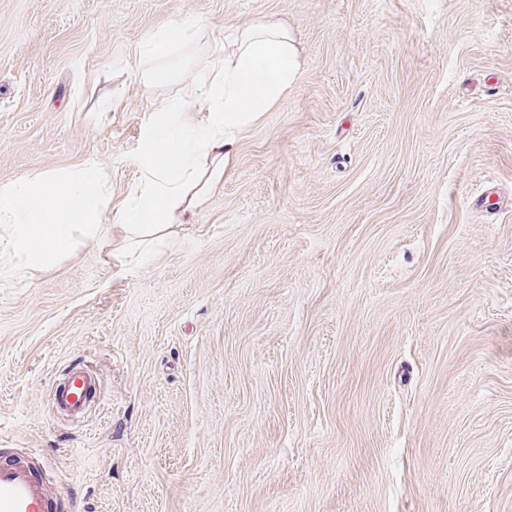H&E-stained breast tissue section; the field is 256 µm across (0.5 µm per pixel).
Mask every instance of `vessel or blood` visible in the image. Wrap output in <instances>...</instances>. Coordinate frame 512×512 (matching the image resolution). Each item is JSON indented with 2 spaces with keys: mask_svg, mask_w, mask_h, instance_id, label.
<instances>
[{
  "mask_svg": "<svg viewBox=\"0 0 512 512\" xmlns=\"http://www.w3.org/2000/svg\"><path fill=\"white\" fill-rule=\"evenodd\" d=\"M95 373L79 363L70 364L51 386L52 405L70 419L84 417L97 391ZM76 497L59 498L26 460L0 459V512H77Z\"/></svg>",
  "mask_w": 512,
  "mask_h": 512,
  "instance_id": "1",
  "label": "vessel or blood"
}]
</instances>
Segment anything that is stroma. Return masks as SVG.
I'll return each instance as SVG.
<instances>
[{"instance_id":"obj_1","label":"stroma","mask_w":512,"mask_h":512,"mask_svg":"<svg viewBox=\"0 0 512 512\" xmlns=\"http://www.w3.org/2000/svg\"><path fill=\"white\" fill-rule=\"evenodd\" d=\"M260 21L300 74L147 262L113 229L30 267L0 224V452L79 512H512V0H0V187L95 160L121 207ZM203 24L197 20L177 18L153 34L144 52L157 58L166 57L178 47L193 41L196 34L204 27ZM98 378L80 363L70 364L62 378L51 386L52 405L58 414L79 420L90 408Z\"/></svg>"}]
</instances>
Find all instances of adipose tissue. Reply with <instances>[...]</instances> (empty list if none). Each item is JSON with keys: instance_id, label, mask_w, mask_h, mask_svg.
I'll return each mask as SVG.
<instances>
[{"instance_id": "obj_1", "label": "adipose tissue", "mask_w": 512, "mask_h": 512, "mask_svg": "<svg viewBox=\"0 0 512 512\" xmlns=\"http://www.w3.org/2000/svg\"><path fill=\"white\" fill-rule=\"evenodd\" d=\"M202 28L176 19L153 34L145 52L166 57ZM194 67L197 79L158 105L142 155L143 183L120 209L97 164L28 174L0 188V223L13 225L14 251L39 266L68 250L77 228L98 237L113 223L146 249L162 244L172 225L192 223L204 191L223 181L239 132L296 80L299 49L287 27L257 22L239 30L229 50L215 48Z\"/></svg>"}]
</instances>
